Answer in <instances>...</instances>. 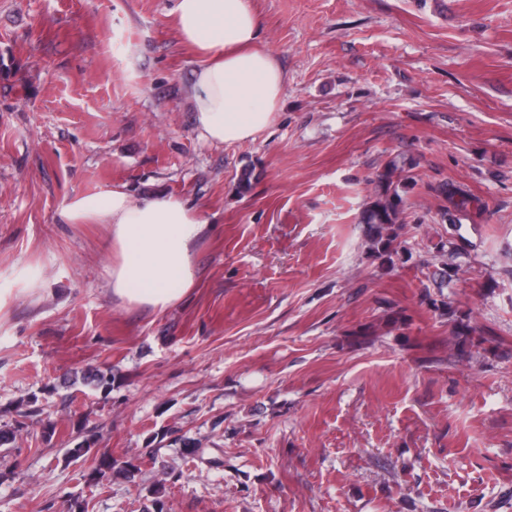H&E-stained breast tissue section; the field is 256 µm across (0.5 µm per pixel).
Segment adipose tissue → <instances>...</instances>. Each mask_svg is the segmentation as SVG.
Returning <instances> with one entry per match:
<instances>
[{
	"label": "adipose tissue",
	"mask_w": 512,
	"mask_h": 512,
	"mask_svg": "<svg viewBox=\"0 0 512 512\" xmlns=\"http://www.w3.org/2000/svg\"><path fill=\"white\" fill-rule=\"evenodd\" d=\"M174 23L181 39L201 55L192 84L201 137L234 145L269 128L286 78L261 44L255 0H176ZM58 221L109 225V286L125 305L161 312L195 285L194 249L207 226L177 196L135 199L119 188L77 195L61 207Z\"/></svg>",
	"instance_id": "1"
}]
</instances>
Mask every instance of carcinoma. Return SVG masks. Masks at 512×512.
<instances>
[{"label":"carcinoma","mask_w":512,"mask_h":512,"mask_svg":"<svg viewBox=\"0 0 512 512\" xmlns=\"http://www.w3.org/2000/svg\"><path fill=\"white\" fill-rule=\"evenodd\" d=\"M411 176L395 161L389 162L378 175V198L369 206L363 216L367 224L368 242L372 250L387 262L399 255L398 238L403 223L400 222L403 202L401 189ZM442 194L446 197L449 207L441 212V218L456 223V217L466 215L473 207L475 200L460 187L443 186ZM131 476L132 468L120 465L110 459H103L95 468L97 478L110 477L112 474Z\"/></svg>","instance_id":"carcinoma-1"}]
</instances>
